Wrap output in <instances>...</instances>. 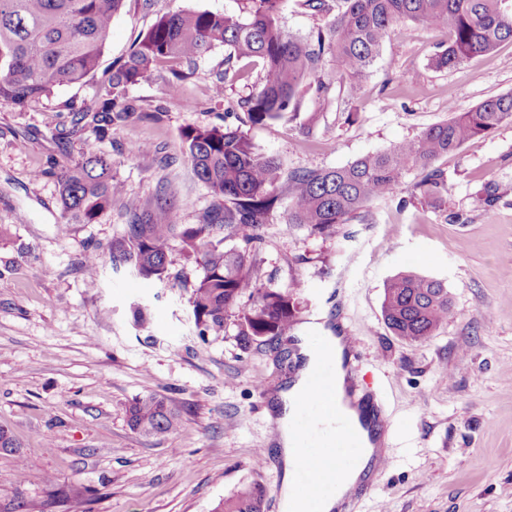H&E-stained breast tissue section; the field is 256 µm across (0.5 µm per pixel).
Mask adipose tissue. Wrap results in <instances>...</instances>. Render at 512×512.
I'll return each instance as SVG.
<instances>
[{
  "instance_id": "obj_1",
  "label": "adipose tissue",
  "mask_w": 512,
  "mask_h": 512,
  "mask_svg": "<svg viewBox=\"0 0 512 512\" xmlns=\"http://www.w3.org/2000/svg\"><path fill=\"white\" fill-rule=\"evenodd\" d=\"M319 339L325 345L330 356L336 362V377L330 391L331 399L336 404L337 420L349 425H357L358 416L351 408L346 397L345 386L348 371L345 367V347L341 337L333 335L330 328L318 318L298 325L295 331V345L298 349V369L289 386L280 389L275 403L283 407L282 415L277 416V447L285 465V480L281 491V512H337L345 498L355 489L362 471L369 463L375 445L367 434H360L350 447L337 449L336 454L341 466L336 473V484L333 495L309 502L297 489L295 474L301 458L308 454L307 449L297 447L293 432V422L302 404V395L307 380L314 370L318 357L310 345L311 339Z\"/></svg>"
}]
</instances>
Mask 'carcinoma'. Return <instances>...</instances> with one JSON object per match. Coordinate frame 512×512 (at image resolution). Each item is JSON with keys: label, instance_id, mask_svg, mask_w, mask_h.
<instances>
[{"label": "carcinoma", "instance_id": "obj_1", "mask_svg": "<svg viewBox=\"0 0 512 512\" xmlns=\"http://www.w3.org/2000/svg\"><path fill=\"white\" fill-rule=\"evenodd\" d=\"M239 14L185 10L161 18L112 70L109 90L91 118L100 138L127 121L134 108L127 90L150 79L165 61L191 63L217 46L226 49L224 73L233 63L258 58L260 89L242 102L244 115L224 113V127L193 126L181 132L185 157L214 196L195 224L177 221L164 192L153 205L130 201L126 224L112 240V265L143 279L162 281L173 246L202 268L192 285L190 314L202 340L234 327L247 347L292 335L298 314L297 286L278 288L257 276L253 256L289 189L292 204L282 213L285 229L329 235L357 217L369 203L393 194L405 171H426L417 184L431 192L441 173L432 164L470 139L512 120V93L487 98L424 129L416 138L384 152L365 155L335 169L286 172L276 158L259 153L242 124L288 120L305 89L333 87L321 70L325 54L344 73L342 93L359 96L393 26L410 20L446 28L452 38L432 58L437 69L493 52L512 41L509 0H342L343 7L309 39L281 26L284 0H240ZM123 0H0V104L24 107L60 85L79 84L99 65L113 18ZM235 118L238 124L227 122ZM65 223L91 224L123 195L112 176V159L90 152L57 173ZM386 327L410 343H424L448 319L451 299L444 281L412 271L397 274L381 306ZM129 428L145 436L169 435L182 425L180 412L158 394L133 398L126 406ZM211 512H265L264 491L256 485L214 503Z\"/></svg>", "mask_w": 512, "mask_h": 512}]
</instances>
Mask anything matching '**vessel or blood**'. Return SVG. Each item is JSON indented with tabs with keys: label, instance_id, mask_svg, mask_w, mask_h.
<instances>
[{
	"label": "vessel or blood",
	"instance_id": "obj_1",
	"mask_svg": "<svg viewBox=\"0 0 512 512\" xmlns=\"http://www.w3.org/2000/svg\"><path fill=\"white\" fill-rule=\"evenodd\" d=\"M312 346L318 352V363L310 375L309 388L294 422V433L300 447L311 451L310 456H307L301 464L304 479L300 481L299 488L302 494L315 500L332 492L336 478L334 448L345 445L346 441L353 437L354 432L347 424H338L335 439L330 442L317 437L312 431L315 420L330 416L335 411L334 406L324 402L319 395L321 388H329L333 385L334 362L324 351L320 341H313ZM351 402L357 410L362 428L378 439H385L390 427V416L381 397L366 393L356 394L352 396ZM385 467V455L376 456L363 473L354 491L355 496L364 499L373 498Z\"/></svg>",
	"mask_w": 512,
	"mask_h": 512
}]
</instances>
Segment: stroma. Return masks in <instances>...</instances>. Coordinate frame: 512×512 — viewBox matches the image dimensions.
<instances>
[{"label": "stroma", "instance_id": "obj_1", "mask_svg": "<svg viewBox=\"0 0 512 512\" xmlns=\"http://www.w3.org/2000/svg\"><path fill=\"white\" fill-rule=\"evenodd\" d=\"M329 13L285 0L282 27L309 38ZM228 15L238 0H125L104 53L85 83L55 88L17 108L0 104V426L18 438L0 450V512L22 500L45 512H82L85 489L100 490L93 512H210L246 485L265 490L280 512L283 466L257 453L271 434V399L288 380L272 347L240 346L233 335L201 340L190 318L195 263L173 251L165 280L113 269L107 249L125 222L123 201H152L165 186L178 221L196 223L213 196L185 161L181 131L223 125L228 107L260 87L262 63L224 71L223 47L195 61L170 93L168 70L129 88L135 113L98 139L81 122L96 110L113 65L162 16L182 10ZM442 28L398 22L360 97L308 92L295 119L248 127L257 150L284 169L339 168L417 137L484 99L512 92V41L488 55L435 69ZM150 143L130 156L126 144ZM112 159L124 199L91 224H68L53 164L87 151ZM430 194L407 171L393 196L371 202L342 233L311 236L280 223L255 255L262 282L299 280L300 321L328 317L356 336L364 387L381 391L394 422L390 463L375 500L358 512H512V122L467 141L434 164ZM101 252L96 279L81 268ZM413 271L444 280L453 311L432 340L410 344L385 326L386 283ZM149 310L145 325L134 304ZM157 393L182 415L173 434L132 432L125 407Z\"/></svg>", "mask_w": 512, "mask_h": 512}]
</instances>
